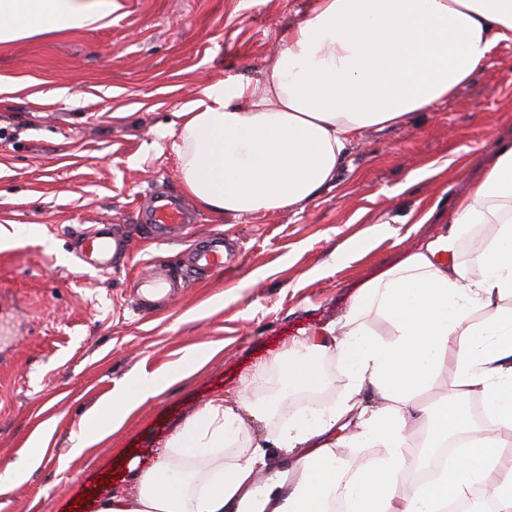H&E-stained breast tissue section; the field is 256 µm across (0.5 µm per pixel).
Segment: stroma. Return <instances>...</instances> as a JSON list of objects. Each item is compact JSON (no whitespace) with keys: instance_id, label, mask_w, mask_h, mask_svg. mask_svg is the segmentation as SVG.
<instances>
[{"instance_id":"obj_1","label":"stroma","mask_w":512,"mask_h":512,"mask_svg":"<svg viewBox=\"0 0 512 512\" xmlns=\"http://www.w3.org/2000/svg\"><path fill=\"white\" fill-rule=\"evenodd\" d=\"M107 26L0 43V467L25 462L0 512H75L113 481L136 493L131 461L157 448L218 392L243 390L292 338L343 326L363 284L454 218V203L512 140V43L456 95L405 123L365 129L334 181L308 202L217 217L185 191L178 112L230 74L261 78L314 0H117ZM184 199L177 241L141 232L149 197ZM98 224L125 232L131 258L106 274L59 264ZM223 235L224 270L190 253ZM188 275L170 306L140 315L132 291L151 262ZM325 406L349 403V432L383 407L333 354L317 357ZM169 386L139 400L127 382ZM461 387L446 357L415 401L437 408ZM108 431L75 449L90 419Z\"/></svg>"}]
</instances>
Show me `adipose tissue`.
Instances as JSON below:
<instances>
[{
	"mask_svg": "<svg viewBox=\"0 0 512 512\" xmlns=\"http://www.w3.org/2000/svg\"><path fill=\"white\" fill-rule=\"evenodd\" d=\"M114 0H0V43L52 31L107 25ZM512 42V0H315L288 34L277 64L255 84L239 75L216 81L179 112L174 149L184 189L217 214L249 215L312 199L330 184L363 129L405 122L453 96L493 49ZM472 224L497 231L467 261L457 259ZM512 141L471 192L443 234L366 284L344 337L293 340L276 357L271 394H215L142 470L138 491L98 492L94 512H329L340 492L346 512H438L494 481L497 512H512V458L499 451L512 429ZM377 307L397 338L383 344L357 327ZM485 309L484 322L469 312ZM335 353L355 383L369 382L390 405L367 421L357 447L383 448L380 464L347 476L330 438L345 409L306 406L282 421L276 437H244L243 413L260 418L301 388L318 386L310 352ZM454 354L464 399L439 411L414 408L413 393ZM484 407L482 422L468 396ZM416 412L431 436L415 455L407 430ZM470 435L462 459L436 482H398L427 461L436 438ZM302 449L291 471L265 473L267 448ZM203 467L187 472L188 462Z\"/></svg>",
	"mask_w": 512,
	"mask_h": 512,
	"instance_id": "ef3b65f1",
	"label": "adipose tissue"
}]
</instances>
